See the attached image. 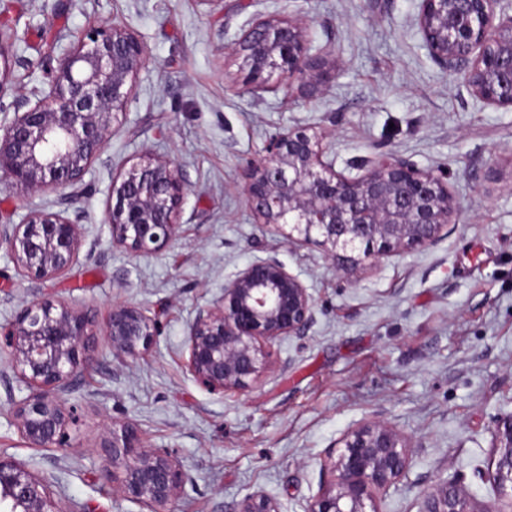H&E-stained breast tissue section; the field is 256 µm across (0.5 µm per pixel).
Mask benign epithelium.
<instances>
[{
  "mask_svg": "<svg viewBox=\"0 0 512 512\" xmlns=\"http://www.w3.org/2000/svg\"><path fill=\"white\" fill-rule=\"evenodd\" d=\"M424 47L476 99L512 108V0H420L416 19ZM13 29H0V66H9ZM231 55L248 93L272 79L307 92L337 68L331 50L315 48L300 18L261 19L232 43ZM148 60L130 28H91L50 55L47 91L19 104L0 129V179L28 197L53 192L58 210L32 208L19 224L0 225L21 275L39 281L70 270L82 231L69 217L86 190L85 176L126 114ZM324 136L282 129L244 165V194L256 223L290 243L312 242L337 268L350 273L383 257L435 242L456 209L445 176L422 172L395 152L363 160L361 175L346 176L328 158ZM188 187L172 159L144 150L112 176L105 210L112 244L135 255L167 248L179 226ZM314 320L309 288L274 256L258 258L224 285L223 295L198 307L188 325L186 362L203 386L241 392L272 368L268 347L302 339ZM95 314L63 300L36 299L5 326L11 368L28 388L10 400L9 414L36 448H65L74 410L63 394L74 390L98 335ZM113 356L133 357L159 335L157 320L138 305L112 306L102 332ZM500 446L488 471L499 497L477 506L454 483L442 482L419 501L418 512H512V416L496 427ZM133 430L104 445L112 483L145 512H177L186 482L165 450L134 445ZM338 458L325 464L330 488L306 512H380L377 501L407 478L414 446L378 417L340 440ZM0 512H76L64 509L43 480L0 456ZM229 512H281L264 491Z\"/></svg>",
  "mask_w": 512,
  "mask_h": 512,
  "instance_id": "1",
  "label": "benign epithelium"
}]
</instances>
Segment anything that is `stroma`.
Segmentation results:
<instances>
[{"label": "stroma", "mask_w": 512, "mask_h": 512, "mask_svg": "<svg viewBox=\"0 0 512 512\" xmlns=\"http://www.w3.org/2000/svg\"><path fill=\"white\" fill-rule=\"evenodd\" d=\"M419 0H0L17 30L0 88V125L46 87L51 50L92 25L119 22L149 49L133 99L85 177L77 264L53 279L22 277L0 246V325L37 297L93 309L133 303L158 323L155 343L117 360L98 339L79 387L66 448H35L8 413L28 390L0 354V455L43 478L81 512H142L112 489L100 447L133 424L187 476L177 512H225L261 489L282 512H305L331 482L325 461L361 420L379 417L412 438L407 479L382 512H417L436 484L496 500L488 476L498 420L512 415V110L476 100L422 46ZM302 18L340 66L320 91L272 82L254 101L230 44L259 18ZM285 128L325 132L337 171L394 151L445 174L460 209L433 244L346 274L311 243L255 223L243 193L246 159ZM171 158L189 186L175 241L153 256L113 245L105 222L112 177L142 149ZM55 195L18 197L0 182V225L21 223ZM276 256L310 289L303 339L270 348L271 370L246 392L200 385L185 363L196 307L258 257Z\"/></svg>", "instance_id": "1"}]
</instances>
